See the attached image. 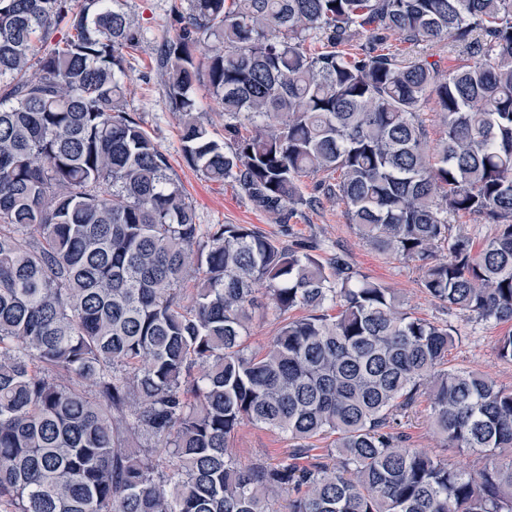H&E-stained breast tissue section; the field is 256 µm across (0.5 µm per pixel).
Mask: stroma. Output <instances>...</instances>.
Masks as SVG:
<instances>
[{
	"mask_svg": "<svg viewBox=\"0 0 512 512\" xmlns=\"http://www.w3.org/2000/svg\"><path fill=\"white\" fill-rule=\"evenodd\" d=\"M124 7L140 32L136 46L125 52L127 109L167 157L171 175L183 185L197 223L252 224L284 245L315 244L318 258L324 262L336 253H345L354 269L394 289L417 316L449 326L455 338L448 352L449 365L488 374L499 385L512 387V363L501 360L496 350L504 326L449 309L431 298L420 286L417 264L386 255L360 239L348 224L341 202L321 196L316 205L301 209L288 223L278 224L271 214L242 198L232 180L218 183L204 177L182 152L179 118L171 110L160 66L166 41L183 25L188 0H125ZM430 413V402L422 396L403 418L400 429L410 447L426 449L454 468L470 472L482 468L486 460L481 455L444 447L431 428ZM231 448L243 464L270 466L287 455L291 443L278 430L246 422L237 428Z\"/></svg>",
	"mask_w": 512,
	"mask_h": 512,
	"instance_id": "35a3bbf8",
	"label": "stroma"
}]
</instances>
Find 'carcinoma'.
<instances>
[{"label": "carcinoma", "instance_id": "carcinoma-1", "mask_svg": "<svg viewBox=\"0 0 512 512\" xmlns=\"http://www.w3.org/2000/svg\"><path fill=\"white\" fill-rule=\"evenodd\" d=\"M393 36L446 40L462 64L441 77L379 51ZM136 43L123 0H0V512H276L281 491L288 512H512V388L448 365V326L344 255L196 223L125 107ZM161 67L207 179L285 224L323 174L359 237L418 263L434 299L512 324V0H188ZM203 79L226 149L198 113ZM459 213L493 236L452 233ZM262 290L280 327L257 356ZM422 394L445 447L489 459L477 473L406 444ZM244 421L292 451L240 464ZM320 439L338 462L301 464ZM448 222V224H452L453 233L458 232L460 229L473 240L476 247L481 246L494 234V225L486 224L485 220L476 214L450 216Z\"/></svg>", "mask_w": 512, "mask_h": 512}]
</instances>
